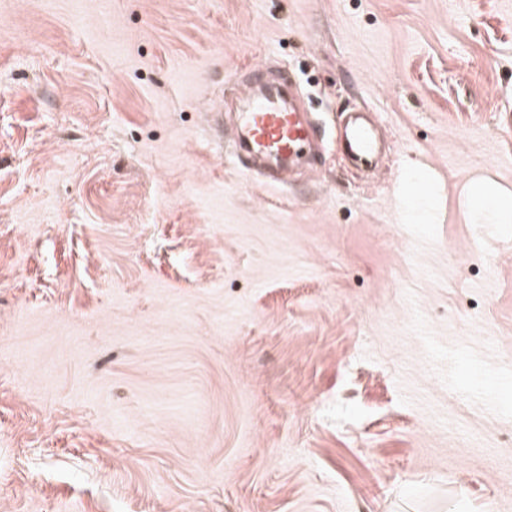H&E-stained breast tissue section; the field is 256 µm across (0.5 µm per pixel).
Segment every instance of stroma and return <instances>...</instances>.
<instances>
[{"label":"stroma","instance_id":"stroma-1","mask_svg":"<svg viewBox=\"0 0 512 512\" xmlns=\"http://www.w3.org/2000/svg\"><path fill=\"white\" fill-rule=\"evenodd\" d=\"M259 62L324 147L270 185L224 98ZM480 180L512 0H0V512H512ZM360 114L362 113L354 112L355 116L345 128L344 142L354 164L368 169L374 166L377 134L371 125L362 120Z\"/></svg>","mask_w":512,"mask_h":512}]
</instances>
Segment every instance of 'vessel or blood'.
Segmentation results:
<instances>
[{
  "mask_svg": "<svg viewBox=\"0 0 512 512\" xmlns=\"http://www.w3.org/2000/svg\"><path fill=\"white\" fill-rule=\"evenodd\" d=\"M245 71L250 98L233 123V146L263 162L269 178L280 182L293 163L309 154L316 130L282 84L268 80L264 64L246 66ZM344 142L356 166L373 167L377 134L361 116L351 118Z\"/></svg>",
  "mask_w": 512,
  "mask_h": 512,
  "instance_id": "1",
  "label": "vessel or blood"
}]
</instances>
